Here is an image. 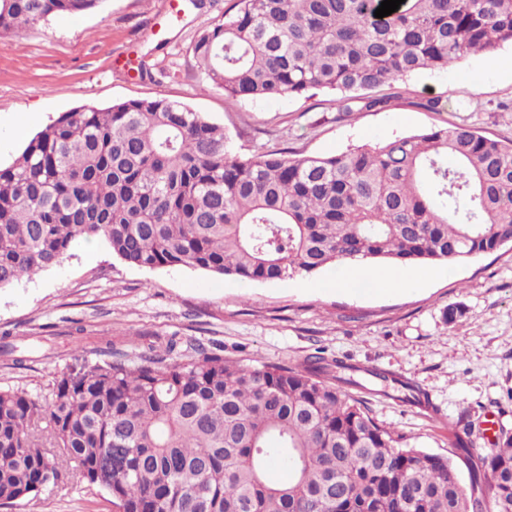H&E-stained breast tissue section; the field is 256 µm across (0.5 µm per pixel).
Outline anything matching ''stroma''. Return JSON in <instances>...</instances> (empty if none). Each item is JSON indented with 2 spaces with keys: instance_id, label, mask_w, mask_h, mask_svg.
I'll use <instances>...</instances> for the list:
<instances>
[{
  "instance_id": "stroma-1",
  "label": "stroma",
  "mask_w": 512,
  "mask_h": 512,
  "mask_svg": "<svg viewBox=\"0 0 512 512\" xmlns=\"http://www.w3.org/2000/svg\"><path fill=\"white\" fill-rule=\"evenodd\" d=\"M103 0L77 16L50 18L9 46L0 45V166L24 148L12 127L35 112L39 126L81 105L98 108L165 97L223 126L234 153L266 144L300 156L333 155L434 128L465 125L512 140V47L472 56L443 72L425 71L376 88L389 105L340 112L334 93L227 103L193 59L200 31L235 0ZM441 100L438 110L422 106ZM397 290L335 283L339 269L280 282L243 283L182 267L127 265L99 241H76L57 266L0 288V335L11 334L24 366L0 354V389L47 393L56 373L81 363L88 338L136 357L154 337L172 336L243 364L301 367L312 356L395 374L417 384L433 411L351 387L370 416L411 446L453 457L460 480L496 439L512 431V243L447 267L407 269ZM460 317L448 322L449 307ZM472 429L469 456L454 442ZM0 512H112L109 496L69 479L33 501Z\"/></svg>"
}]
</instances>
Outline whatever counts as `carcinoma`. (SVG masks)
<instances>
[{"mask_svg":"<svg viewBox=\"0 0 512 512\" xmlns=\"http://www.w3.org/2000/svg\"><path fill=\"white\" fill-rule=\"evenodd\" d=\"M103 0H0V43ZM236 0L193 57L229 102L335 91L336 110L425 70L512 46V0ZM456 160L450 168L448 157ZM126 264L284 281L362 258L453 265L512 242V144L437 128L330 156L261 144L159 97L61 113L0 168V288L58 265L78 239ZM43 396L0 390V501L56 486L63 466L115 512H512V433L461 484L343 386L360 368L240 364L170 338L137 358L95 341ZM426 407L414 385L365 370ZM288 481L269 477L271 462Z\"/></svg>","mask_w":512,"mask_h":512,"instance_id":"carcinoma-1","label":"carcinoma"}]
</instances>
